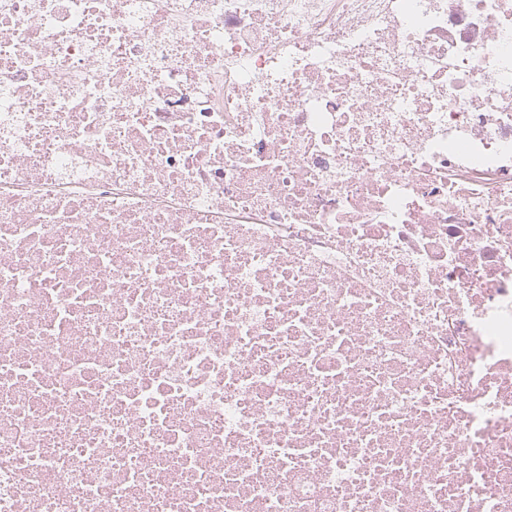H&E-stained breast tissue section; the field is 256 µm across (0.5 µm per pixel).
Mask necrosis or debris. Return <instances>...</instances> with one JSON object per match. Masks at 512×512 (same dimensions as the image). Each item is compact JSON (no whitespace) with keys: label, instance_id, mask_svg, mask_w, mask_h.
Segmentation results:
<instances>
[{"label":"necrosis or debris","instance_id":"necrosis-or-debris-1","mask_svg":"<svg viewBox=\"0 0 512 512\" xmlns=\"http://www.w3.org/2000/svg\"><path fill=\"white\" fill-rule=\"evenodd\" d=\"M0 512H512V0H0Z\"/></svg>","mask_w":512,"mask_h":512}]
</instances>
